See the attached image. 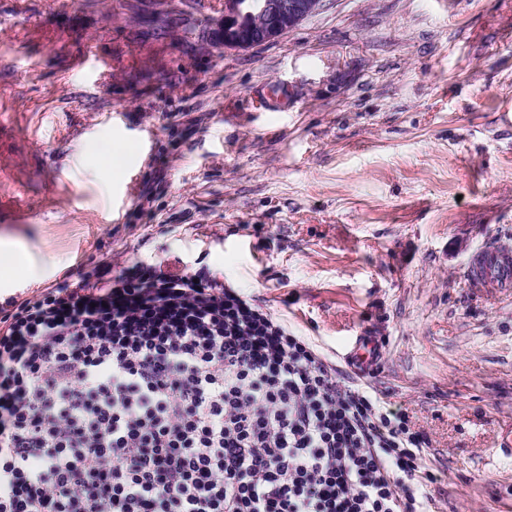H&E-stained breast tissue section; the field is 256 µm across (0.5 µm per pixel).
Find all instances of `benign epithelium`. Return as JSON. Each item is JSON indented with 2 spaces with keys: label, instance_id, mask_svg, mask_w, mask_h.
Returning <instances> with one entry per match:
<instances>
[{
  "label": "benign epithelium",
  "instance_id": "7a95c632",
  "mask_svg": "<svg viewBox=\"0 0 512 512\" xmlns=\"http://www.w3.org/2000/svg\"><path fill=\"white\" fill-rule=\"evenodd\" d=\"M324 0H224L222 15L200 37L230 50L275 41L316 14Z\"/></svg>",
  "mask_w": 512,
  "mask_h": 512
}]
</instances>
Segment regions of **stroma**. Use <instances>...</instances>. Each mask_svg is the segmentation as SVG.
Instances as JSON below:
<instances>
[{"label": "stroma", "mask_w": 512, "mask_h": 512, "mask_svg": "<svg viewBox=\"0 0 512 512\" xmlns=\"http://www.w3.org/2000/svg\"><path fill=\"white\" fill-rule=\"evenodd\" d=\"M114 3L0 0V209L27 214L0 261L29 272L0 305L108 259L208 265L409 415L433 512H512V288L467 280L512 246V0H324L244 51ZM270 84L288 111L256 115ZM369 334L362 379L339 354Z\"/></svg>", "instance_id": "stroma-1"}]
</instances>
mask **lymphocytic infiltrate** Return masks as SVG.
Wrapping results in <instances>:
<instances>
[{
  "label": "lymphocytic infiltrate",
  "instance_id": "obj_1",
  "mask_svg": "<svg viewBox=\"0 0 512 512\" xmlns=\"http://www.w3.org/2000/svg\"><path fill=\"white\" fill-rule=\"evenodd\" d=\"M427 441L209 267L0 315V512H427Z\"/></svg>",
  "mask_w": 512,
  "mask_h": 512
}]
</instances>
